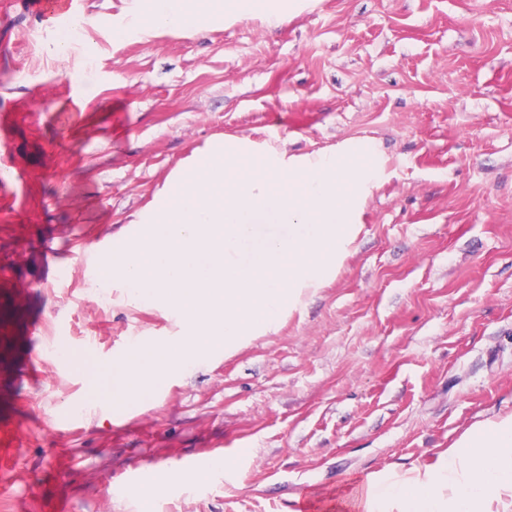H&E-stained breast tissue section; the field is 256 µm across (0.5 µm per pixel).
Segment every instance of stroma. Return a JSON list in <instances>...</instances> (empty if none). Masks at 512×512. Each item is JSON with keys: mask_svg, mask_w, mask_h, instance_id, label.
<instances>
[{"mask_svg": "<svg viewBox=\"0 0 512 512\" xmlns=\"http://www.w3.org/2000/svg\"><path fill=\"white\" fill-rule=\"evenodd\" d=\"M132 2L79 0L66 60L38 0L0 9V421L21 428L0 512H142L134 476L212 455L231 468L152 512H297L511 412L512 0H312L275 29L113 41ZM225 138L374 143L357 239L276 328L125 417L92 409L75 359L178 327L120 288L99 308L85 259Z\"/></svg>", "mask_w": 512, "mask_h": 512, "instance_id": "1", "label": "stroma"}]
</instances>
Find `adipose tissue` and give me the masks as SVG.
Returning a JSON list of instances; mask_svg holds the SVG:
<instances>
[{
  "instance_id": "ef3b65f1",
  "label": "adipose tissue",
  "mask_w": 512,
  "mask_h": 512,
  "mask_svg": "<svg viewBox=\"0 0 512 512\" xmlns=\"http://www.w3.org/2000/svg\"><path fill=\"white\" fill-rule=\"evenodd\" d=\"M274 24V0H136L113 40L129 33L177 35L227 19ZM325 512H512V412L465 435L433 467L412 475L378 472L348 494L329 497Z\"/></svg>"
}]
</instances>
